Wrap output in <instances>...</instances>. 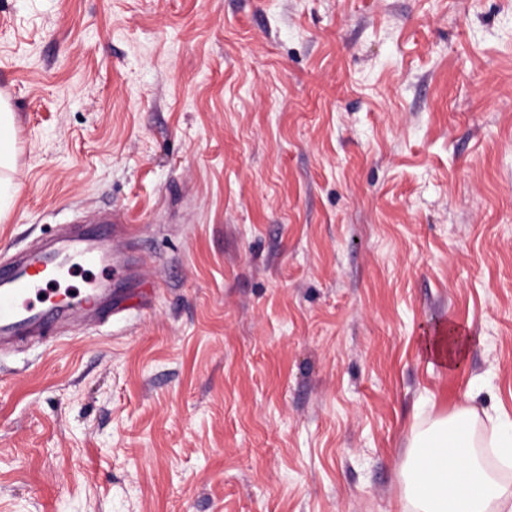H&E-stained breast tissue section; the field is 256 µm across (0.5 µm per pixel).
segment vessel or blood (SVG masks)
Wrapping results in <instances>:
<instances>
[{
    "mask_svg": "<svg viewBox=\"0 0 512 512\" xmlns=\"http://www.w3.org/2000/svg\"><path fill=\"white\" fill-rule=\"evenodd\" d=\"M112 229L71 234L0 262V347L21 338L41 339L85 315L111 312L112 283L126 279L112 261ZM81 276V285L55 288L59 271Z\"/></svg>",
    "mask_w": 512,
    "mask_h": 512,
    "instance_id": "b4317fda",
    "label": "vessel or blood"
}]
</instances>
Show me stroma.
<instances>
[{"mask_svg": "<svg viewBox=\"0 0 512 512\" xmlns=\"http://www.w3.org/2000/svg\"><path fill=\"white\" fill-rule=\"evenodd\" d=\"M0 97V253L154 258L0 351V512H407L415 430L512 416V0H0ZM15 130V116L9 105L0 97V211L2 207L7 208L10 196L3 186L7 181L10 183L11 179L5 180L3 173L5 170L15 172L16 170V148L14 141ZM471 340L465 330L448 321V333L441 328L435 336L427 337L424 354L445 367L458 369L467 358Z\"/></svg>", "mask_w": 512, "mask_h": 512, "instance_id": "1", "label": "stroma"}]
</instances>
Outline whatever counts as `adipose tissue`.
<instances>
[{"mask_svg": "<svg viewBox=\"0 0 512 512\" xmlns=\"http://www.w3.org/2000/svg\"><path fill=\"white\" fill-rule=\"evenodd\" d=\"M470 345L467 332L452 323L427 337L424 353L456 369ZM473 415L467 407L415 433L403 468L411 512H512V487L499 481L476 453L480 446L491 449L499 467L511 469L512 420L491 417L489 435L480 437Z\"/></svg>", "mask_w": 512, "mask_h": 512, "instance_id": "adipose-tissue-1", "label": "adipose tissue"}]
</instances>
